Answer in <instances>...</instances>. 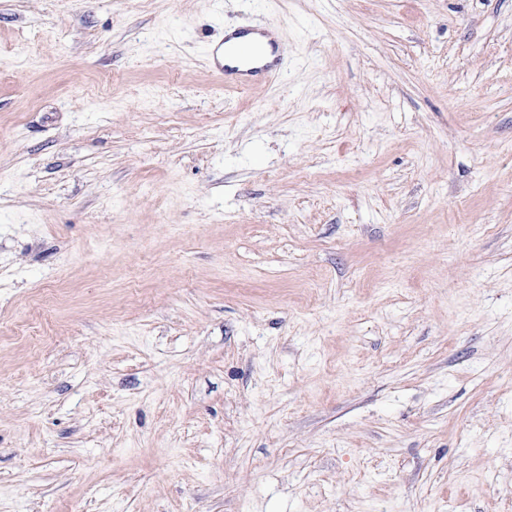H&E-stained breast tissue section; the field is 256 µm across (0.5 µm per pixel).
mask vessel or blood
I'll list each match as a JSON object with an SVG mask.
<instances>
[{"label":"vessel or blood","instance_id":"b4317fda","mask_svg":"<svg viewBox=\"0 0 512 512\" xmlns=\"http://www.w3.org/2000/svg\"><path fill=\"white\" fill-rule=\"evenodd\" d=\"M235 35V40H224L206 53L208 66L220 77L244 84L258 75L268 80L281 72L285 50L277 36L264 28L252 38L243 29Z\"/></svg>","mask_w":512,"mask_h":512}]
</instances>
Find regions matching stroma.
<instances>
[{
  "label": "stroma",
  "mask_w": 512,
  "mask_h": 512,
  "mask_svg": "<svg viewBox=\"0 0 512 512\" xmlns=\"http://www.w3.org/2000/svg\"><path fill=\"white\" fill-rule=\"evenodd\" d=\"M1 328L0 512H512V0H0ZM248 34L257 36L247 38ZM234 36L240 39L231 41L224 37L223 42L211 46L206 53L208 66L221 78L244 84L258 75L270 80L281 72L285 50L272 32L265 28L239 29ZM267 55L272 60L262 64Z\"/></svg>",
  "instance_id": "35a3bbf8"
}]
</instances>
